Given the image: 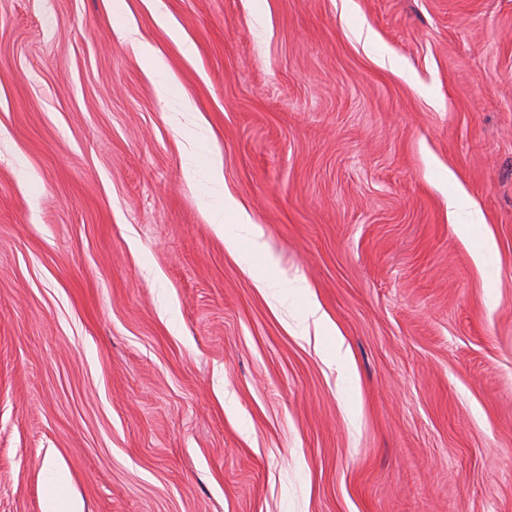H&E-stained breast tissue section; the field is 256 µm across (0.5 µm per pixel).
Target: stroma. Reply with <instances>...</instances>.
<instances>
[{
	"mask_svg": "<svg viewBox=\"0 0 512 512\" xmlns=\"http://www.w3.org/2000/svg\"><path fill=\"white\" fill-rule=\"evenodd\" d=\"M56 469L80 512H512V0H0V512ZM223 214L224 216L215 226L216 231L219 234L224 233L225 243L237 253L242 264L251 268L250 262L253 258L267 252L266 243L260 241V235L252 231L251 218L229 195H224ZM229 227L246 228L247 233L246 235L230 233ZM258 288H282L288 293V288L291 293L299 296H304L308 293V288L299 281H288V278L281 274L277 268L266 264L264 272H259L256 278ZM307 317L311 318L316 328V335L322 345L323 352L329 357V360L336 364L346 359V353L343 352L342 343L336 334L335 327L329 322L324 313H321L320 307L314 303L309 304Z\"/></svg>",
	"mask_w": 512,
	"mask_h": 512,
	"instance_id": "obj_1",
	"label": "stroma"
}]
</instances>
